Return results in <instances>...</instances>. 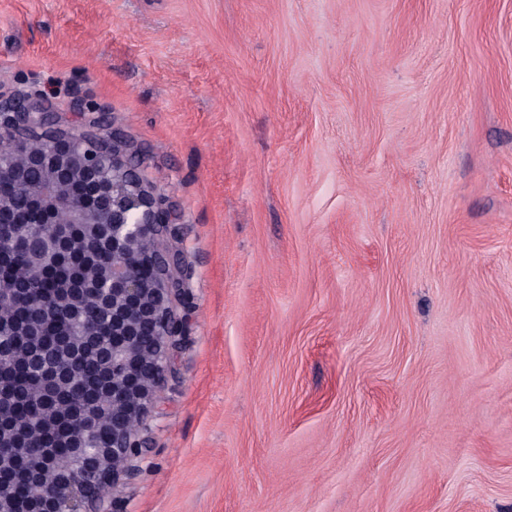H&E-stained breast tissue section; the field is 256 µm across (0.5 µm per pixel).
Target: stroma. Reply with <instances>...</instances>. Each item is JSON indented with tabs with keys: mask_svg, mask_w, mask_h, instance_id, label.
Returning a JSON list of instances; mask_svg holds the SVG:
<instances>
[{
	"mask_svg": "<svg viewBox=\"0 0 512 512\" xmlns=\"http://www.w3.org/2000/svg\"><path fill=\"white\" fill-rule=\"evenodd\" d=\"M0 92L177 208L109 512H512V0H0Z\"/></svg>",
	"mask_w": 512,
	"mask_h": 512,
	"instance_id": "obj_1",
	"label": "stroma"
}]
</instances>
